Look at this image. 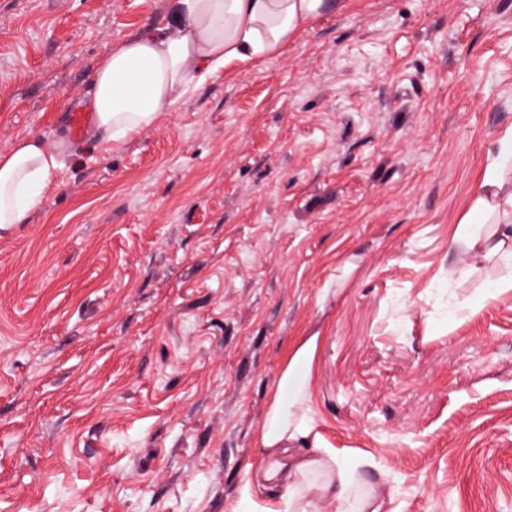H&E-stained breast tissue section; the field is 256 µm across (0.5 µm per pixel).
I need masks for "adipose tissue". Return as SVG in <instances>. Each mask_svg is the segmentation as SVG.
I'll return each instance as SVG.
<instances>
[{
    "instance_id": "obj_1",
    "label": "adipose tissue",
    "mask_w": 512,
    "mask_h": 512,
    "mask_svg": "<svg viewBox=\"0 0 512 512\" xmlns=\"http://www.w3.org/2000/svg\"><path fill=\"white\" fill-rule=\"evenodd\" d=\"M334 7V0H172L168 22L107 48L93 77L97 131L110 142H125L172 111L191 88L231 63L276 52ZM510 161L512 130L500 139L466 217L470 224L488 217L495 225L487 236L462 238V249L486 256L512 253V189L503 179ZM61 165L60 153L47 150L36 136L0 153L1 230L25 223ZM317 347V337H310L281 372L261 431L265 462L242 485L241 506H249L254 488L262 487L279 495L260 512H342L359 464L323 447L302 408Z\"/></svg>"
}]
</instances>
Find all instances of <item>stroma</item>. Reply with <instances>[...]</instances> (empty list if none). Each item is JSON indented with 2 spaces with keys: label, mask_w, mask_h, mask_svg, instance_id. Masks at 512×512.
Masks as SVG:
<instances>
[{
  "label": "stroma",
  "mask_w": 512,
  "mask_h": 512,
  "mask_svg": "<svg viewBox=\"0 0 512 512\" xmlns=\"http://www.w3.org/2000/svg\"><path fill=\"white\" fill-rule=\"evenodd\" d=\"M169 0H0V512H230L292 351L399 512H512V269L457 241L512 129V0H346L121 148L72 138ZM462 277L449 284V269ZM61 165L60 153L47 150L37 136H28L9 152L0 153L1 230L26 222Z\"/></svg>",
  "instance_id": "35a3bbf8"
}]
</instances>
